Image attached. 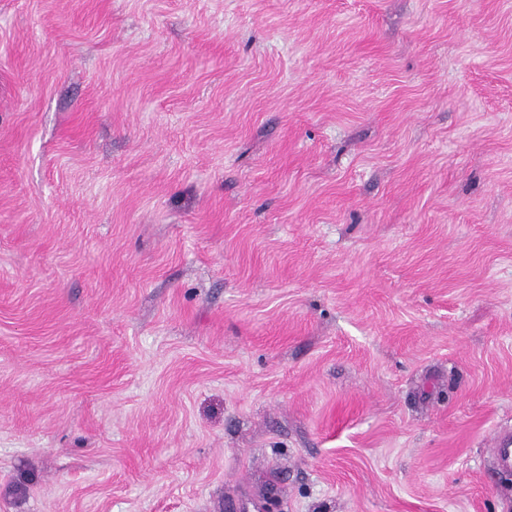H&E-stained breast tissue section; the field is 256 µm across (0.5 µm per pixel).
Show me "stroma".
<instances>
[{
    "label": "stroma",
    "mask_w": 512,
    "mask_h": 512,
    "mask_svg": "<svg viewBox=\"0 0 512 512\" xmlns=\"http://www.w3.org/2000/svg\"><path fill=\"white\" fill-rule=\"evenodd\" d=\"M512 0H0V512H512Z\"/></svg>",
    "instance_id": "35a3bbf8"
}]
</instances>
